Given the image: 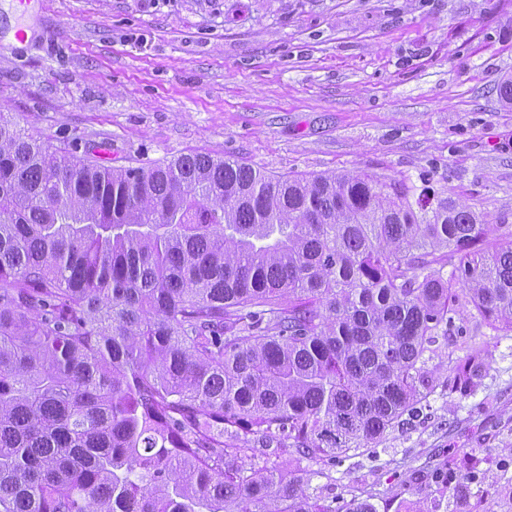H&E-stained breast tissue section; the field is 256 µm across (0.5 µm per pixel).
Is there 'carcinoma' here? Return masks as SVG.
<instances>
[{
    "label": "carcinoma",
    "instance_id": "1",
    "mask_svg": "<svg viewBox=\"0 0 512 512\" xmlns=\"http://www.w3.org/2000/svg\"><path fill=\"white\" fill-rule=\"evenodd\" d=\"M462 297L512 331V227L470 207L202 153L102 168L0 114V512H331L278 458L417 413ZM487 369L472 348L450 391ZM448 472L469 496L476 465Z\"/></svg>",
    "mask_w": 512,
    "mask_h": 512
}]
</instances>
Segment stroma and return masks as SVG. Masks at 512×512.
<instances>
[{"label": "stroma", "instance_id": "stroma-1", "mask_svg": "<svg viewBox=\"0 0 512 512\" xmlns=\"http://www.w3.org/2000/svg\"><path fill=\"white\" fill-rule=\"evenodd\" d=\"M0 0V113L112 168L189 153L269 174L385 175L512 225V0H42L12 43ZM418 417L310 477L332 512L447 505L448 465L480 458L460 512H512V332L468 303ZM489 368L448 384L469 346Z\"/></svg>", "mask_w": 512, "mask_h": 512}]
</instances>
